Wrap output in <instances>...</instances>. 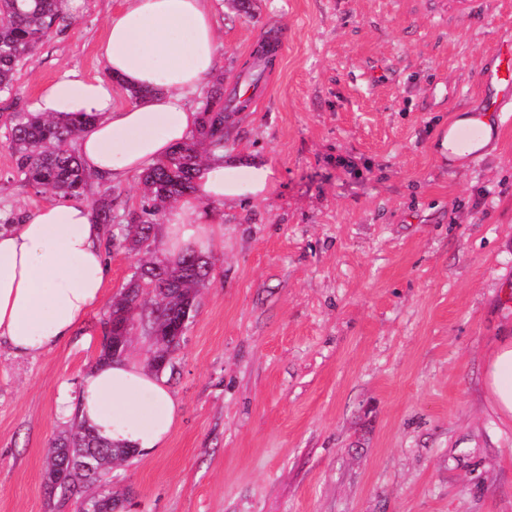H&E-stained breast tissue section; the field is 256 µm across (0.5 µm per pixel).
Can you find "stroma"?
<instances>
[{
	"instance_id": "35a3bbf8",
	"label": "stroma",
	"mask_w": 512,
	"mask_h": 512,
	"mask_svg": "<svg viewBox=\"0 0 512 512\" xmlns=\"http://www.w3.org/2000/svg\"><path fill=\"white\" fill-rule=\"evenodd\" d=\"M122 0H67L68 30L18 74V106L98 48ZM225 92L257 45L271 66L224 142L280 174L212 206L215 259L165 370V448L112 471L115 512H512V423L483 364L512 336V120L450 164L440 132L498 94L512 0H215ZM105 243L104 298L44 355L0 345V512H75L50 495L49 447L96 363L112 298L139 260Z\"/></svg>"
}]
</instances>
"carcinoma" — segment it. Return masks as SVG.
Segmentation results:
<instances>
[{
    "label": "carcinoma",
    "mask_w": 512,
    "mask_h": 512,
    "mask_svg": "<svg viewBox=\"0 0 512 512\" xmlns=\"http://www.w3.org/2000/svg\"><path fill=\"white\" fill-rule=\"evenodd\" d=\"M65 0H0V96L17 98V74L22 63L31 57L42 41L61 34L70 26ZM248 108V100L236 95L224 97L223 83L213 85L202 110L200 128L192 139L177 146L169 157L143 170L138 181L143 193L140 209L129 211L127 233L123 242L129 249L145 252L136 272L126 287L112 301L105 338L99 360H115L124 356L128 337L135 327V312H140L143 330L155 339L156 349L176 352L174 340L176 317L184 308L194 310L199 289L214 271L212 257L192 252L178 263L170 264L150 254L156 239L159 216L179 198L194 190L203 157L220 155L224 136L230 127L226 122ZM93 117L66 114L48 117L40 112H11L8 115V148L15 157V167L6 182L21 181L39 193L81 198L89 177L73 148V141ZM118 197H109L94 207L100 224L112 225ZM89 460L91 471H82L63 481L55 495L62 500L81 499L112 472L113 462L128 457L130 448L114 446L79 423L58 436L50 458L62 452Z\"/></svg>",
    "instance_id": "obj_1"
}]
</instances>
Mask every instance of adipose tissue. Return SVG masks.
<instances>
[{"label": "adipose tissue", "instance_id": "obj_1", "mask_svg": "<svg viewBox=\"0 0 512 512\" xmlns=\"http://www.w3.org/2000/svg\"><path fill=\"white\" fill-rule=\"evenodd\" d=\"M211 2L125 0L99 45L106 77L69 71L38 95L34 111L93 115L78 137L92 180L124 184L196 134L201 115L186 97L217 61ZM120 88L140 96L117 107ZM277 182L275 169L257 159L208 163L194 192L179 200L161 228L166 258L175 262L206 249L216 222L209 204L262 200ZM107 233L86 202L68 198L26 211L0 231V344L18 356H38L75 336L104 296ZM484 387L494 412L512 423V340L487 359ZM73 411L99 437L153 453L165 447L178 403L164 379L121 359L97 363L85 374Z\"/></svg>", "mask_w": 512, "mask_h": 512}]
</instances>
